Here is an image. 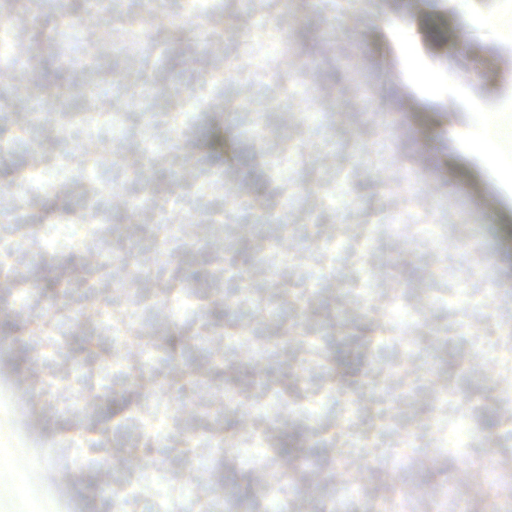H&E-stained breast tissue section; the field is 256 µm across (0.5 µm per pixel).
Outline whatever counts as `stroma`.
<instances>
[{
    "label": "stroma",
    "mask_w": 512,
    "mask_h": 512,
    "mask_svg": "<svg viewBox=\"0 0 512 512\" xmlns=\"http://www.w3.org/2000/svg\"><path fill=\"white\" fill-rule=\"evenodd\" d=\"M76 0H0V209L20 225L0 224L25 253L17 276L29 290L16 302L0 285V403L26 455L45 460L38 496L53 512H189L194 499L223 512L224 490L242 494V512H267L274 479L287 480L288 512H512V181L489 173L471 153L480 115L512 114V12L505 0H112L90 16ZM69 15L78 38L61 85L42 70L53 47L38 29ZM120 15L139 36L180 56L186 72L121 49L101 30ZM395 43L371 41L378 23ZM151 68L153 89L140 110L124 108L123 83ZM427 81H420L419 73ZM112 87L110 120L83 146L84 159L56 155L60 116L101 112L87 82ZM41 131L28 137L34 112ZM153 127L167 171L157 193L191 195L221 225L196 224L195 238L222 251L234 238L260 248L277 243L285 256L277 282L252 267L243 286L249 304L229 311L250 335L226 354L208 389L187 405L154 410V423L113 417L140 397L119 379L76 409L45 388L66 378V356L39 358L58 343L53 309L68 303L89 316L76 327L75 354L92 363L111 353L94 313L111 307L109 279L74 289L61 302L44 293L93 264L99 244L119 250L142 239L126 215L141 159L143 124ZM224 139L218 182L201 174L211 136ZM104 200L123 221L102 240L88 238V205ZM322 286L301 298L303 285ZM136 291L152 296L149 320L113 309L134 332L122 350L137 363L148 342L185 343L169 367L207 369L210 348L193 339L195 315L224 306L227 280L211 279L192 295L166 293L154 273ZM323 346L322 366L304 365L305 346ZM353 372H341L339 353ZM241 394L247 404H225ZM373 445L358 447L363 432ZM223 433V449L179 454L194 435ZM311 448L302 463L280 450L284 435ZM493 456V468L483 460ZM140 476L125 508L114 484Z\"/></svg>",
    "instance_id": "stroma-1"
}]
</instances>
